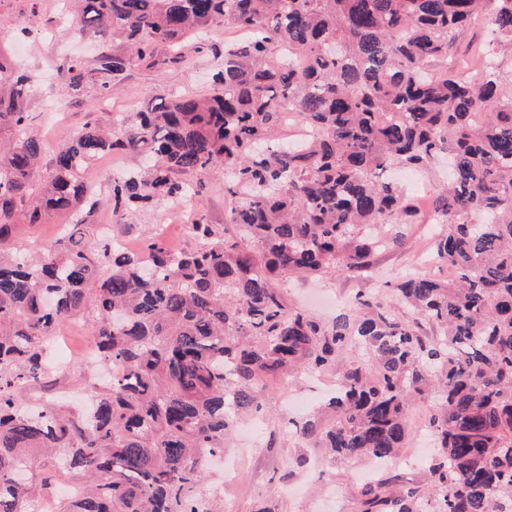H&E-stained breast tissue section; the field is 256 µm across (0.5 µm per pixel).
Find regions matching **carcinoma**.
Listing matches in <instances>:
<instances>
[{
    "mask_svg": "<svg viewBox=\"0 0 512 512\" xmlns=\"http://www.w3.org/2000/svg\"><path fill=\"white\" fill-rule=\"evenodd\" d=\"M64 35L126 47L102 54L97 90L110 96L164 44L214 24L247 34L224 46L207 96L146 103L128 126L88 123L60 144L40 179L42 145L31 79L0 55V512H23L50 485L82 497L55 512H221L208 456L224 453L238 415L264 409L266 380L323 374L345 362L335 418L294 423L313 448L385 468L405 447L408 411L438 390L429 428V483L391 478L361 491V512H512V95L499 65L435 78L432 61L481 15L487 56L512 48V0H74ZM67 94L85 89L81 63ZM290 108L311 130L280 134ZM448 153L451 179L433 199L435 258L446 281L409 275L395 285L399 315L379 295L330 322L287 303L276 276L361 273L409 224L411 200L391 169ZM135 160L107 176L112 214L197 199L200 176L224 173L234 198L217 232L198 206L196 245L160 236L125 252L94 229L97 201L79 175L104 154ZM85 204L54 244L29 254L20 224H45ZM91 317L101 365H121L90 408L21 407L16 394L50 376L57 322ZM427 322L437 333L421 331ZM42 469L39 482L25 474Z\"/></svg>",
    "mask_w": 512,
    "mask_h": 512,
    "instance_id": "cac0c4a2",
    "label": "carcinoma"
}]
</instances>
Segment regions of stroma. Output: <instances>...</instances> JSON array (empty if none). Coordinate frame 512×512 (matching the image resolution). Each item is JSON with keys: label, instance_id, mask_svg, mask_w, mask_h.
Returning <instances> with one entry per match:
<instances>
[{"label": "stroma", "instance_id": "1", "mask_svg": "<svg viewBox=\"0 0 512 512\" xmlns=\"http://www.w3.org/2000/svg\"><path fill=\"white\" fill-rule=\"evenodd\" d=\"M61 0H0V49L7 51L32 77L33 88L29 109L35 112L36 127L44 139V159H51L56 145L79 132L87 122L108 128L117 118L134 120L145 98L192 94L204 95L212 88V74L224 62V41L229 35L223 25H215L199 37L205 45L202 52H189L186 59H175L173 53L158 49L157 65L132 67L109 102H102L94 90L70 98L64 112L49 111L57 101L68 78L67 67L75 60L85 69L95 68L103 47L90 36L60 38ZM32 29L28 46L17 40L19 28ZM130 160L107 155L96 161L82 176L83 183L96 195L98 210L95 223L115 225L126 236L132 249H140L144 237L165 228L169 244L180 250L194 246L191 238L182 234L184 216L179 207H159L113 216L112 200L104 182L108 167H124ZM448 177L446 159H438L418 171L400 170L396 178L404 192L422 205L419 223L407 225L401 245L379 248L368 273L356 275L337 273L320 279L296 277L277 281L287 301L299 303L307 312L321 319L336 315L328 307L332 298L351 302L356 294L371 295L396 283L411 268L420 273L447 279L448 268L437 263L433 255L434 215L427 210L429 197L435 195ZM103 377L94 369L78 374L66 371L55 388L37 386L18 396L21 406L29 407L58 402L60 394L75 397L96 391ZM319 378L301 375L287 383H271L266 397L267 412L257 443L245 445L241 433H233L225 442L224 457L234 462L233 484L224 490V512H360V489L373 479L377 471L368 464L350 460H322L320 467H296L297 457H316L311 448L294 430L284 425L289 418L288 401L293 397H314ZM437 403L436 394L417 399L409 411L410 430L404 457L396 461L389 473L398 483L421 485L426 480L423 462L414 458L421 446V436ZM341 491L339 501H332L330 486Z\"/></svg>", "mask_w": 512, "mask_h": 512}]
</instances>
